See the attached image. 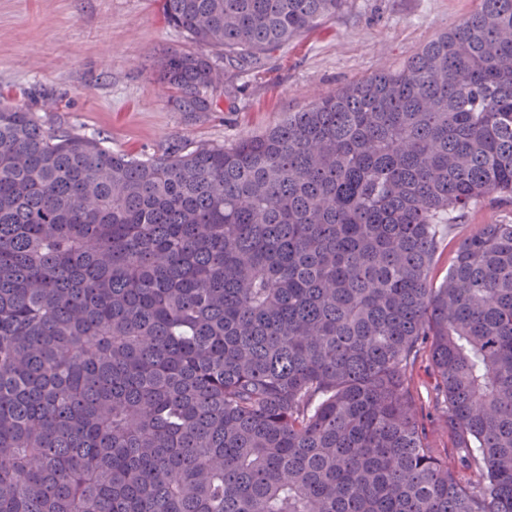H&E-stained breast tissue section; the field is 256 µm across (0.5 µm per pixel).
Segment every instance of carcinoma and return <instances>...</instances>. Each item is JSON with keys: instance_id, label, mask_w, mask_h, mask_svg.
<instances>
[{"instance_id": "obj_1", "label": "carcinoma", "mask_w": 512, "mask_h": 512, "mask_svg": "<svg viewBox=\"0 0 512 512\" xmlns=\"http://www.w3.org/2000/svg\"><path fill=\"white\" fill-rule=\"evenodd\" d=\"M241 62L346 0H161ZM512 0L229 145L118 154L0 101V512H512ZM427 356L457 467L409 388ZM479 224H512V203L509 205L481 204L453 225L443 240L433 276L438 282L445 276L453 261L458 241L478 231Z\"/></svg>"}]
</instances>
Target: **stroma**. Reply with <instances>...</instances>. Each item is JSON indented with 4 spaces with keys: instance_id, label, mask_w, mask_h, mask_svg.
<instances>
[{
    "instance_id": "35a3bbf8",
    "label": "stroma",
    "mask_w": 512,
    "mask_h": 512,
    "mask_svg": "<svg viewBox=\"0 0 512 512\" xmlns=\"http://www.w3.org/2000/svg\"><path fill=\"white\" fill-rule=\"evenodd\" d=\"M477 0H346L315 29L242 67L220 60L217 105L179 112L156 65L191 49L161 0H0V100L27 106L44 127L103 138L112 151L158 157L180 146L231 145L288 113L376 72L402 66L462 22ZM483 224H512V204H482L453 225L433 271L442 279L460 239ZM411 389L440 453L455 440L437 402L438 382L420 358Z\"/></svg>"
}]
</instances>
